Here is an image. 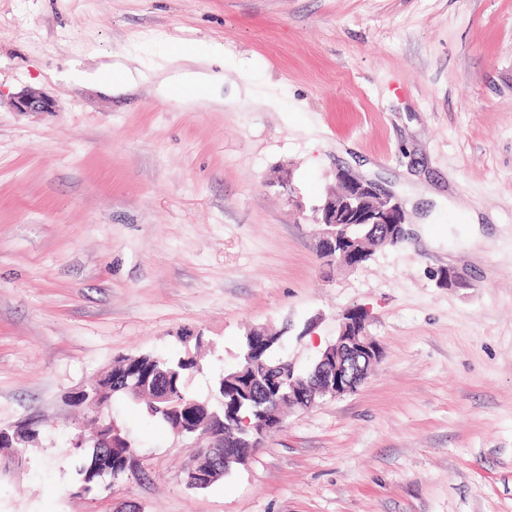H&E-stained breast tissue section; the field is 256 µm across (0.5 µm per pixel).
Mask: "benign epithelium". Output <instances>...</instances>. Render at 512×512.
Masks as SVG:
<instances>
[{"instance_id": "obj_1", "label": "benign epithelium", "mask_w": 512, "mask_h": 512, "mask_svg": "<svg viewBox=\"0 0 512 512\" xmlns=\"http://www.w3.org/2000/svg\"><path fill=\"white\" fill-rule=\"evenodd\" d=\"M19 112H53L52 99L39 94H28L16 101ZM339 191L326 199L316 210L315 221L321 226L318 257L325 264L341 262L357 267L368 259L365 246V227L377 229L384 242L397 243L405 238V212L392 194H382L376 184L361 180L348 171L336 174ZM438 283L447 288H466L468 282L455 270L444 268L437 273ZM366 316L360 309L345 313L336 341L326 347L318 357L323 364L319 379L299 388L288 389V403L296 409L313 407L316 400L325 396L336 397L353 392L365 382L373 368L381 361V349L375 339L365 332ZM255 441L245 451H236L239 444L222 434L208 433L210 445L205 447L193 441L188 444L192 460L186 469L189 476H197L195 469L198 455L216 448H232L230 460L243 464L258 449L263 439L282 428V417L277 409L269 406L260 411L252 425ZM122 470L110 475L116 481L122 476L139 474V460L127 452Z\"/></svg>"}]
</instances>
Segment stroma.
Returning a JSON list of instances; mask_svg holds the SVG:
<instances>
[{
  "instance_id": "1",
  "label": "stroma",
  "mask_w": 512,
  "mask_h": 512,
  "mask_svg": "<svg viewBox=\"0 0 512 512\" xmlns=\"http://www.w3.org/2000/svg\"><path fill=\"white\" fill-rule=\"evenodd\" d=\"M183 39L224 53L211 109L94 79ZM236 82L277 105H223ZM29 91L56 111H16ZM340 169L406 215L357 268L317 255ZM353 308L382 352L356 391L204 490L185 440L114 398L146 477L75 495L93 416L67 395L115 357L195 356L210 401L249 329L304 370ZM30 419L0 512H512V0H0V427Z\"/></svg>"
}]
</instances>
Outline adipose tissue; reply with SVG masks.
Wrapping results in <instances>:
<instances>
[{"label": "adipose tissue", "mask_w": 512, "mask_h": 512, "mask_svg": "<svg viewBox=\"0 0 512 512\" xmlns=\"http://www.w3.org/2000/svg\"><path fill=\"white\" fill-rule=\"evenodd\" d=\"M206 52L199 44L183 43L173 53L178 64L175 72H157L152 77L156 93L167 100L193 107H205L212 103L211 90L220 82V75L202 67Z\"/></svg>", "instance_id": "obj_1"}]
</instances>
